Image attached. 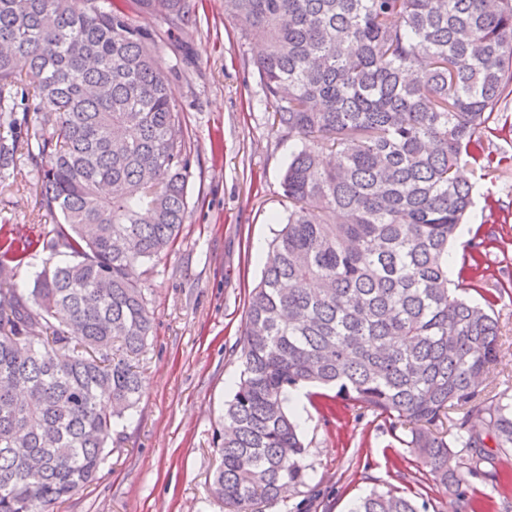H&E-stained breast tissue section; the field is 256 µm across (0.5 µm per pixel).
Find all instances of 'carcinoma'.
Wrapping results in <instances>:
<instances>
[{
  "label": "carcinoma",
  "instance_id": "carcinoma-1",
  "mask_svg": "<svg viewBox=\"0 0 512 512\" xmlns=\"http://www.w3.org/2000/svg\"><path fill=\"white\" fill-rule=\"evenodd\" d=\"M133 2L0 0V183L26 141L56 258L21 286L31 243L0 239V512H50L93 482L142 396L140 267L179 235L193 156L155 36L132 14L180 30L195 4ZM224 13L262 46L273 124L304 145L249 295L211 494L261 512L302 493L288 391L334 387L324 410L408 430L396 440L435 485L481 512L468 476L509 480L485 438L512 451V398L480 397L494 298L448 288V245L473 206L458 165L512 95V0H224ZM32 112L46 116L33 131ZM451 410L456 431L438 430ZM421 497L390 485L352 512H421Z\"/></svg>",
  "mask_w": 512,
  "mask_h": 512
}]
</instances>
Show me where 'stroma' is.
I'll return each mask as SVG.
<instances>
[{"label": "stroma", "instance_id": "obj_1", "mask_svg": "<svg viewBox=\"0 0 512 512\" xmlns=\"http://www.w3.org/2000/svg\"><path fill=\"white\" fill-rule=\"evenodd\" d=\"M195 2L193 20L166 36L160 52L163 69H179L171 86L195 161L186 222L167 255L146 265L154 332L139 362L144 392L98 479L55 512H225L209 494L215 437L242 369L249 294L261 278L254 246L272 240L285 214L281 180L300 142L273 127L254 51L224 0ZM483 147L480 161L464 166L474 205L449 246L450 270L472 255L471 240L482 241L492 275L467 295L496 298L500 346L484 388L497 392L512 387V103L493 113ZM38 201L30 166L0 184V223L34 241L18 275L28 284L49 258L37 244ZM300 393L310 487L268 512H351L359 497L389 485L422 492L427 512H456L455 499L432 489L383 418L350 408L336 420L320 397Z\"/></svg>", "mask_w": 512, "mask_h": 512}]
</instances>
